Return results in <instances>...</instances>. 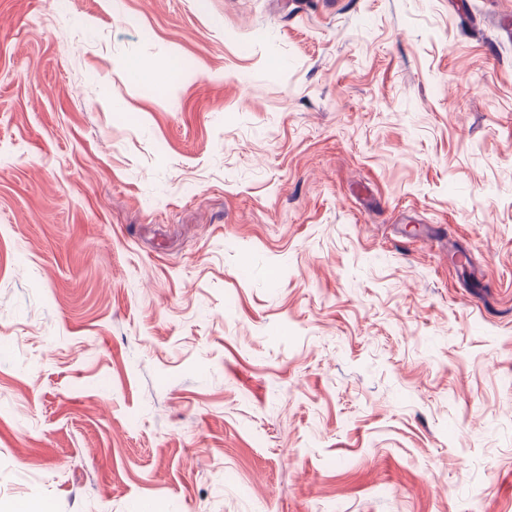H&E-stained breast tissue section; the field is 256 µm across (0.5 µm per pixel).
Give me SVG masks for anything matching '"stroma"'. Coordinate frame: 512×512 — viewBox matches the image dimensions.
Listing matches in <instances>:
<instances>
[{"instance_id": "35a3bbf8", "label": "stroma", "mask_w": 512, "mask_h": 512, "mask_svg": "<svg viewBox=\"0 0 512 512\" xmlns=\"http://www.w3.org/2000/svg\"><path fill=\"white\" fill-rule=\"evenodd\" d=\"M0 340V512H512V0H0Z\"/></svg>"}]
</instances>
